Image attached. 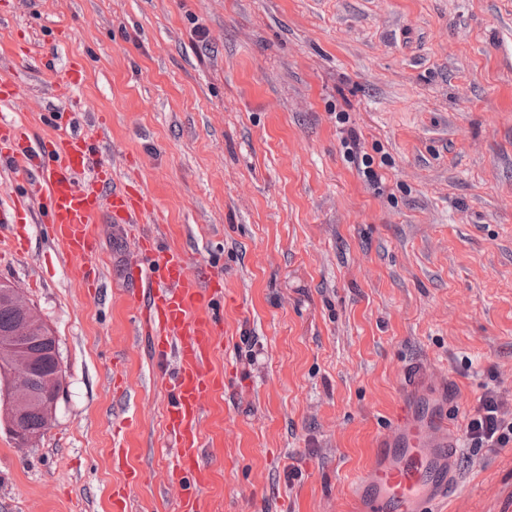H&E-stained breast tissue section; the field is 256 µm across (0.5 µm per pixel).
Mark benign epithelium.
I'll list each match as a JSON object with an SVG mask.
<instances>
[{
	"mask_svg": "<svg viewBox=\"0 0 512 512\" xmlns=\"http://www.w3.org/2000/svg\"><path fill=\"white\" fill-rule=\"evenodd\" d=\"M6 295V303L17 311L18 319L13 330L0 334V353L7 356L5 372L0 375V424L7 427L19 445L29 446L40 435L29 431L23 423L28 401L39 399L45 422L51 424L62 392L65 369L56 339L50 351L54 359L53 372L43 378L39 376L38 354L32 350V345L45 340L43 333L49 325L17 289H8Z\"/></svg>",
	"mask_w": 512,
	"mask_h": 512,
	"instance_id": "1",
	"label": "benign epithelium"
}]
</instances>
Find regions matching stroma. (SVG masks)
Masks as SVG:
<instances>
[{
  "instance_id": "1",
  "label": "stroma",
  "mask_w": 512,
  "mask_h": 512,
  "mask_svg": "<svg viewBox=\"0 0 512 512\" xmlns=\"http://www.w3.org/2000/svg\"><path fill=\"white\" fill-rule=\"evenodd\" d=\"M1 7L30 54L0 61L22 85L0 118L106 115L117 179L160 191L162 223L224 278L210 512H346L408 371L430 392L447 382L458 426L491 390L512 418V0ZM75 57L91 61L86 81L58 95ZM352 134L381 182L348 158ZM24 231L23 253L0 248V281L52 328L65 377L37 442L0 426V512H112L133 469L139 512H174L165 390L149 343L126 335L130 239L103 229L90 297L46 229ZM117 368L127 427L113 419ZM457 470L448 512H512V443L462 449Z\"/></svg>"
}]
</instances>
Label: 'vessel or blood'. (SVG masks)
<instances>
[{
	"label": "vessel or blood",
	"mask_w": 512,
	"mask_h": 512,
	"mask_svg": "<svg viewBox=\"0 0 512 512\" xmlns=\"http://www.w3.org/2000/svg\"><path fill=\"white\" fill-rule=\"evenodd\" d=\"M86 72V60L73 59L57 80L58 93L81 87ZM44 119L52 133L43 138L0 121V165L23 166L28 181L13 192L9 206H0V234L35 217L86 281L100 274L98 225L118 224L129 233L134 256L125 270L133 311L128 333L148 336L155 359L166 368L164 427L172 469L183 483L176 512H208L211 467L202 448V421L207 401L224 386L212 364L224 333L222 284L209 268L192 267L189 253L169 232H141V224L154 217L157 192L139 181L113 183L97 129L77 130L72 112H48ZM421 395L418 377H405L387 433L349 483L351 512H441L457 481L460 432Z\"/></svg>",
	"instance_id": "obj_1"
}]
</instances>
